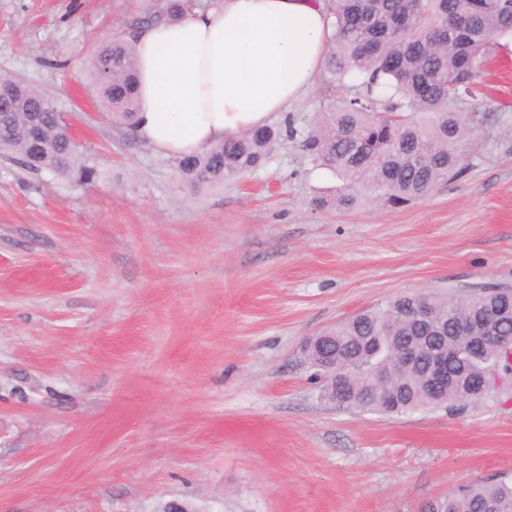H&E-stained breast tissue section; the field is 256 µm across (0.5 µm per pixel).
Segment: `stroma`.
<instances>
[{
	"label": "stroma",
	"instance_id": "1",
	"mask_svg": "<svg viewBox=\"0 0 512 512\" xmlns=\"http://www.w3.org/2000/svg\"><path fill=\"white\" fill-rule=\"evenodd\" d=\"M135 0H0V73L49 96L95 179L0 154V512H423L512 475V383L402 416L344 409L309 336L404 292L512 284V37L464 111L459 179L400 209L316 207L340 178L276 121L259 170L195 188L88 87Z\"/></svg>",
	"mask_w": 512,
	"mask_h": 512
}]
</instances>
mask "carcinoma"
I'll return each mask as SVG.
<instances>
[{"mask_svg": "<svg viewBox=\"0 0 512 512\" xmlns=\"http://www.w3.org/2000/svg\"><path fill=\"white\" fill-rule=\"evenodd\" d=\"M129 29L178 20L194 0H139ZM329 24L325 70L332 95L314 126L302 136L306 157L333 170L343 185L316 206L349 211L366 204L403 208L444 181L462 177L470 151L485 131L487 115L459 105L482 91V68L492 41L512 33V0H322ZM88 75L101 108L130 128L137 123L133 46L117 38L92 56ZM37 89L0 73V152L25 166L50 170L79 184L96 170L85 164ZM285 145L282 130L267 126L244 132L204 153L176 158L182 178L194 187L220 185L253 172ZM512 286L481 285L466 295L434 291L401 293L321 332L304 350L311 368L324 376V394L336 404L402 415L441 405L475 401L463 394L457 375L474 383L512 370V351L475 350L489 325L512 336ZM431 312L421 329L409 312ZM411 336H430V350L448 356V384L436 390L425 362L397 361ZM394 368L384 380L379 373ZM438 512H512V479L463 484L435 503Z\"/></svg>", "mask_w": 512, "mask_h": 512, "instance_id": "1", "label": "carcinoma"}]
</instances>
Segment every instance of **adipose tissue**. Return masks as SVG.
<instances>
[{"mask_svg": "<svg viewBox=\"0 0 512 512\" xmlns=\"http://www.w3.org/2000/svg\"><path fill=\"white\" fill-rule=\"evenodd\" d=\"M327 26L320 0H211L139 29L137 136L181 157L269 125L313 86Z\"/></svg>", "mask_w": 512, "mask_h": 512, "instance_id": "1", "label": "adipose tissue"}]
</instances>
